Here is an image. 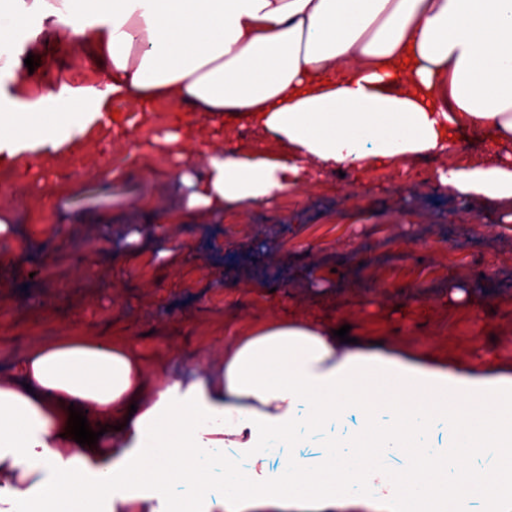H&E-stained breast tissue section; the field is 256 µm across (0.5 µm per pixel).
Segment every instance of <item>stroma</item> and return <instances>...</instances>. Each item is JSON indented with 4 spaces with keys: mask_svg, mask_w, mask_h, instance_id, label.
Returning <instances> with one entry per match:
<instances>
[{
    "mask_svg": "<svg viewBox=\"0 0 512 512\" xmlns=\"http://www.w3.org/2000/svg\"><path fill=\"white\" fill-rule=\"evenodd\" d=\"M37 66L17 82L11 63L0 60V95L25 101L46 84L97 85L104 73L92 49L53 46L31 24L15 50ZM181 117L156 104L134 124H101L76 151L44 159L22 155L8 167V186L20 206L0 204L11 226L0 240V375H13L20 357L40 343L68 336L135 337L138 353L173 378L212 377L224 363V329H246L255 319L288 314L349 325L353 336L451 357L466 365L477 350L512 366V204L481 198L473 206L482 225L462 222L461 198L444 191L439 163L420 158L370 166L345 175L314 173L307 193H291L271 206L235 207L223 217L182 219L183 186L175 182L173 153L154 150L161 133ZM198 115L186 144L219 149L274 151L261 129L239 123L211 131ZM127 176L114 180L110 170ZM424 180V195L402 196L393 181ZM52 202L54 232L24 224ZM169 213L153 223L152 211ZM261 230L242 232L249 215ZM139 232L135 250L125 241ZM415 246V265L399 273L386 292L367 279L361 264L382 263L385 234ZM27 240L19 262L14 243ZM178 255L160 259L164 248ZM74 250L82 266L77 281L46 285L35 275L57 251ZM472 284L471 306L448 299L450 280ZM382 326H375V319Z\"/></svg>",
    "mask_w": 512,
    "mask_h": 512,
    "instance_id": "obj_1",
    "label": "stroma"
}]
</instances>
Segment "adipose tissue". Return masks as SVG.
I'll list each match as a JSON object with an SVG mask.
<instances>
[{"label": "adipose tissue", "mask_w": 512, "mask_h": 512, "mask_svg": "<svg viewBox=\"0 0 512 512\" xmlns=\"http://www.w3.org/2000/svg\"><path fill=\"white\" fill-rule=\"evenodd\" d=\"M89 2L0 15L1 53L33 16L54 41L96 46L107 73L9 107L1 160L76 145L111 123L113 103L169 101L280 146L189 154L180 129L166 131L156 143L177 154L186 217L274 203L314 165L444 154L467 132L496 135L497 155L439 172L440 186L512 200V0ZM32 114L41 134L29 141ZM147 370L127 340L29 350L0 381V512H512L510 368L343 343L331 324L290 315L228 331L216 377ZM73 407L96 446L66 436Z\"/></svg>", "instance_id": "ef3b65f1"}]
</instances>
